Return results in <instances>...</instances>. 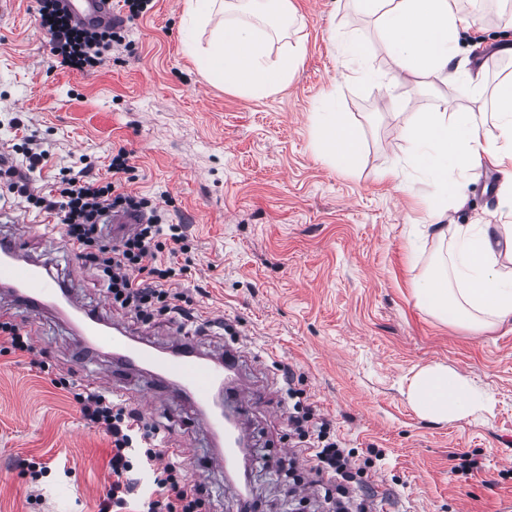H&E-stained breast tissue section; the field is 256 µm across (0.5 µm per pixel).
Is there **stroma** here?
I'll list each match as a JSON object with an SVG mask.
<instances>
[{
  "instance_id": "obj_1",
  "label": "stroma",
  "mask_w": 512,
  "mask_h": 512,
  "mask_svg": "<svg viewBox=\"0 0 512 512\" xmlns=\"http://www.w3.org/2000/svg\"><path fill=\"white\" fill-rule=\"evenodd\" d=\"M293 26L271 43L272 56L300 43L303 61L280 91L254 99L205 77L192 45L185 0H153L127 24L124 47L80 72L60 68L41 28L36 0H0V160L25 167L20 146L33 137L47 152L32 186L48 192L62 169L86 159L107 177L113 151L131 152L126 191L164 205L166 221L186 228L189 268L174 283L192 299L189 329L198 349L220 355L228 338L207 326L222 316L248 358L241 375L256 395L241 409L252 438L250 483L258 512H334V481L307 454L290 456L285 370L304 402L320 409L343 447L365 464L354 500L376 512H504L512 504V322L474 332L418 305L414 283L441 245H413L429 223L422 201L379 177L407 163L402 128L464 86L395 80L384 52L368 56L364 76L341 51L350 37L379 41L371 17L350 0H291ZM485 20L461 32L460 57L495 78L512 70V0H473ZM336 101H328L331 89ZM396 109H387V101ZM338 105L357 128L362 156L347 171L315 147L318 113ZM500 174L476 170L463 206L442 221L472 224L497 206ZM53 215L27 207L0 180V232L21 240L55 277L73 280L89 309L167 346L175 321L151 322L106 304L102 279L66 244ZM0 311L20 324L34 355L0 351V512H99L112 481V443L86 423L75 394L110 384L138 405L144 375L109 379L108 356L89 354L60 319L35 316L0 292ZM440 364L469 378L491 412L453 421L421 416L409 397L415 374ZM147 420L176 466L203 488L202 512H236L231 483L207 467L215 446L188 401L165 395ZM474 460L459 469L460 455Z\"/></svg>"
}]
</instances>
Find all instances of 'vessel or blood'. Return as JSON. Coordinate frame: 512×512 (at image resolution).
Listing matches in <instances>:
<instances>
[{"label": "vessel or blood", "instance_id": "vessel-or-blood-1", "mask_svg": "<svg viewBox=\"0 0 512 512\" xmlns=\"http://www.w3.org/2000/svg\"><path fill=\"white\" fill-rule=\"evenodd\" d=\"M63 4L72 23L82 27L106 26L118 17L112 0H63ZM24 252L18 239L0 237V285L11 290L19 307L32 313L47 308L62 313L86 348L110 351L118 370L152 373L162 386L191 401L206 415L212 437L224 442L208 458V466L226 471L236 468L237 442L246 432L225 422L223 411L215 405V391L223 389L228 402L247 400L248 387L233 378L238 351L228 347L223 356L214 357L181 335L166 349L136 338L125 327L87 309L68 283L55 279L44 263L25 259Z\"/></svg>", "mask_w": 512, "mask_h": 512}]
</instances>
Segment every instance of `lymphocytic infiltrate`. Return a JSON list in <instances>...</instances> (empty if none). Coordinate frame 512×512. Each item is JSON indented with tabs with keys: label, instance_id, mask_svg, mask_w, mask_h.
<instances>
[{
	"label": "lymphocytic infiltrate",
	"instance_id": "obj_1",
	"mask_svg": "<svg viewBox=\"0 0 512 512\" xmlns=\"http://www.w3.org/2000/svg\"><path fill=\"white\" fill-rule=\"evenodd\" d=\"M37 14L49 36L52 55L65 68H96L124 40L118 25L95 31L71 26L60 11L59 0H37ZM130 160L127 150L118 149L108 166V177L92 176L85 167L71 169L45 195L34 190L29 176L15 167L1 169L0 177L29 206L55 215L72 249L101 272L113 306L143 322L157 311L188 317L185 295L171 289L175 259L189 252L188 238L182 225L163 223L150 200L123 190V179L132 169ZM115 209L145 211L149 220L119 242L109 243L101 233V222ZM75 399L83 417L104 426L112 438V481L103 507L121 508L134 499L139 512H201L204 501L199 486L174 464H161L163 452L156 448L154 432L139 409L99 390L76 394ZM313 418L308 408L292 413L290 421L318 469L339 477L337 509L349 512L347 483L356 467V455L327 441L325 433L311 435Z\"/></svg>",
	"mask_w": 512,
	"mask_h": 512
}]
</instances>
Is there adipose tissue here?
Returning <instances> with one entry per match:
<instances>
[{
    "instance_id": "1",
    "label": "adipose tissue",
    "mask_w": 512,
    "mask_h": 512,
    "mask_svg": "<svg viewBox=\"0 0 512 512\" xmlns=\"http://www.w3.org/2000/svg\"><path fill=\"white\" fill-rule=\"evenodd\" d=\"M359 10L376 19L377 47L387 52L399 71L449 86L465 85L473 100L489 98L491 112H477L454 100L442 109L415 113L404 126L409 162L423 168L429 198L451 192L464 199L465 181L483 164L502 176L495 222L439 223L431 208L436 238H450L448 263L442 273L425 275L414 294L448 322L478 331L490 323L512 320V73L488 83L482 71L459 60L455 39L460 31L481 26L480 16L466 11L463 0H355ZM233 0H187L186 12L210 26L207 48L198 53L200 69L225 87L261 99L289 83L303 60L292 46L277 60L269 58L270 35L264 23L292 18L289 0H260L255 20L235 16ZM495 134H488L487 125ZM316 149L336 166L351 169L358 161L360 137L343 112L317 117ZM415 406L440 420L458 419L478 409L468 381L447 367L422 369L410 390Z\"/></svg>"
}]
</instances>
